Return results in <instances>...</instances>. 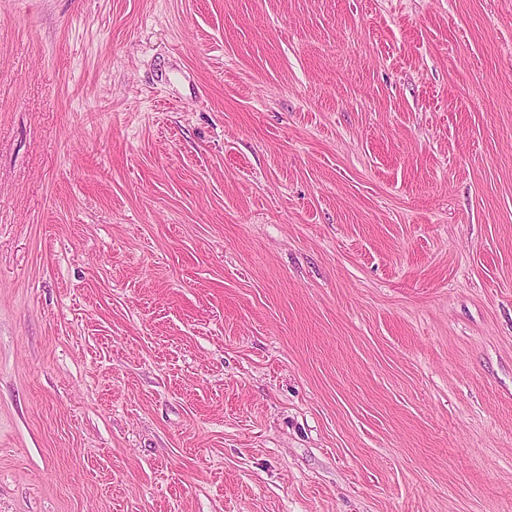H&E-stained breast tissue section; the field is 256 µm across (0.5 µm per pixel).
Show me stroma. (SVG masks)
Wrapping results in <instances>:
<instances>
[{"label": "stroma", "mask_w": 512, "mask_h": 512, "mask_svg": "<svg viewBox=\"0 0 512 512\" xmlns=\"http://www.w3.org/2000/svg\"><path fill=\"white\" fill-rule=\"evenodd\" d=\"M0 512H512V0H0Z\"/></svg>", "instance_id": "obj_1"}]
</instances>
